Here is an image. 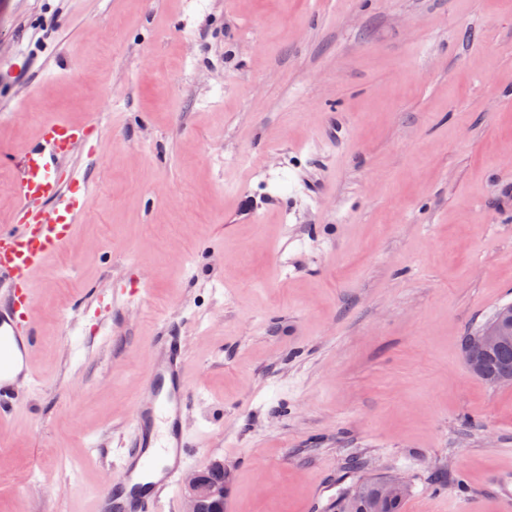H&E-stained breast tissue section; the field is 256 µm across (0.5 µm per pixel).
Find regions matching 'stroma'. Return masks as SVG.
Wrapping results in <instances>:
<instances>
[{
    "instance_id": "stroma-1",
    "label": "stroma",
    "mask_w": 512,
    "mask_h": 512,
    "mask_svg": "<svg viewBox=\"0 0 512 512\" xmlns=\"http://www.w3.org/2000/svg\"><path fill=\"white\" fill-rule=\"evenodd\" d=\"M54 119L91 200L32 276L0 512L119 480L168 325L224 512L394 474L402 512H512V387L462 351L512 305V0H0V225Z\"/></svg>"
}]
</instances>
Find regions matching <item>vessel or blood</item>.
<instances>
[{"label": "vessel or blood", "instance_id": "b4317fda", "mask_svg": "<svg viewBox=\"0 0 512 512\" xmlns=\"http://www.w3.org/2000/svg\"><path fill=\"white\" fill-rule=\"evenodd\" d=\"M86 136V128L62 121L44 126L41 138L23 154L15 192L20 207L52 205L54 221L0 225V291L5 294L0 307V422L14 413L20 381L33 377L30 354L39 336L29 275L45 255L65 244L76 214L91 199L89 192L64 189L59 178L72 146ZM185 366L179 337H161L129 421L121 463L125 478L98 493L91 512H163L166 502L177 499L181 471L194 454L186 428L192 394Z\"/></svg>", "mask_w": 512, "mask_h": 512}]
</instances>
